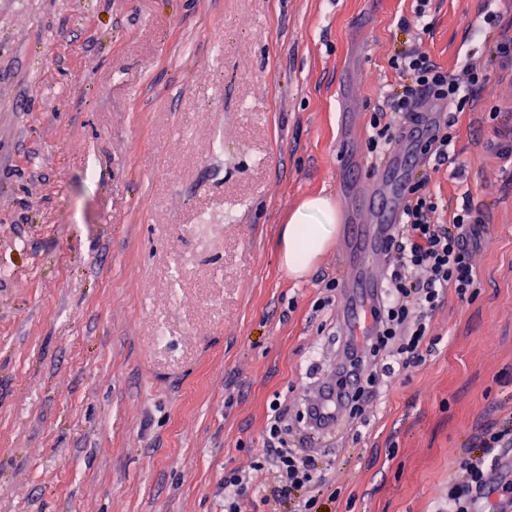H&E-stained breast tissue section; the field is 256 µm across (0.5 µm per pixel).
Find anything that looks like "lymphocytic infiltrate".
I'll return each instance as SVG.
<instances>
[{"label":"lymphocytic infiltrate","instance_id":"f902f5d3","mask_svg":"<svg viewBox=\"0 0 512 512\" xmlns=\"http://www.w3.org/2000/svg\"><path fill=\"white\" fill-rule=\"evenodd\" d=\"M391 68L405 75L401 91L386 94L373 113L370 153L385 155L402 135L424 101L463 111L487 80L477 64L466 63L458 74L436 64L419 44L401 46L389 59ZM430 174L411 179L406 204L392 236L383 272L384 289L373 310L378 324L374 336L354 352L348 367L337 373L339 384L353 389L350 414L365 411V388L373 384L377 369L408 371L419 366L429 336V318L448 292L471 300L475 292L472 249L485 219L471 205H463L451 222L440 223L439 204L429 191ZM263 446L249 469L224 477V512H246L250 492H257L273 512H321V502L309 489L321 479L318 460L288 447L287 411L272 404ZM479 455L466 457L462 480L448 483L439 512H478L486 495V457L499 448L512 447V424L485 428L477 438Z\"/></svg>","mask_w":512,"mask_h":512}]
</instances>
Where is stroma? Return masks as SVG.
<instances>
[{
	"label": "stroma",
	"mask_w": 512,
	"mask_h": 512,
	"mask_svg": "<svg viewBox=\"0 0 512 512\" xmlns=\"http://www.w3.org/2000/svg\"><path fill=\"white\" fill-rule=\"evenodd\" d=\"M415 5L0 0V512H224L278 399L302 447L343 333L313 304L345 271L331 247L288 278L277 243L304 198L347 225L378 181L369 121ZM484 5L429 0L422 36L487 71L430 185L485 216L476 294L434 313L420 367L380 375L367 425L316 446L337 512H436L512 415V172L492 148L512 9Z\"/></svg>",
	"instance_id": "35a3bbf8"
}]
</instances>
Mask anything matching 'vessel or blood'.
<instances>
[{"mask_svg": "<svg viewBox=\"0 0 512 512\" xmlns=\"http://www.w3.org/2000/svg\"><path fill=\"white\" fill-rule=\"evenodd\" d=\"M409 159L405 153L384 161V174L377 186L364 193L350 226L348 243L338 253L347 271L338 311L345 335L359 338L375 332L372 309L380 296L381 259L386 255V243L402 212L399 181Z\"/></svg>", "mask_w": 512, "mask_h": 512, "instance_id": "b4317fda", "label": "vessel or blood"}]
</instances>
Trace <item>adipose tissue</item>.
<instances>
[{
    "label": "adipose tissue",
    "mask_w": 512,
    "mask_h": 512,
    "mask_svg": "<svg viewBox=\"0 0 512 512\" xmlns=\"http://www.w3.org/2000/svg\"><path fill=\"white\" fill-rule=\"evenodd\" d=\"M340 216L330 199L311 196L293 210L278 243L281 265L289 276L305 275L335 240Z\"/></svg>",
    "instance_id": "adipose-tissue-1"
}]
</instances>
